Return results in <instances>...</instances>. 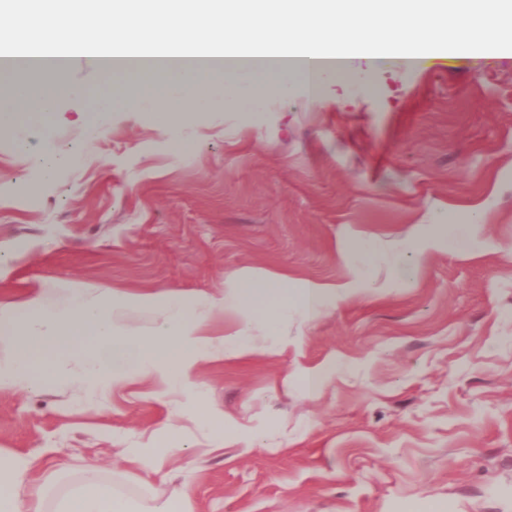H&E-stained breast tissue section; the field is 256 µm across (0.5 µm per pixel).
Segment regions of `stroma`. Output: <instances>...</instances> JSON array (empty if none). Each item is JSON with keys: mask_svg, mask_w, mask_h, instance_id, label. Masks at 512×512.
Here are the masks:
<instances>
[{"mask_svg": "<svg viewBox=\"0 0 512 512\" xmlns=\"http://www.w3.org/2000/svg\"><path fill=\"white\" fill-rule=\"evenodd\" d=\"M69 81L85 96L0 134V302L284 275L290 303L272 326L209 320L212 356L170 387L0 388L1 453L31 457L50 498L91 463L190 512H512V59L362 69L314 98L295 81L171 123L117 104L91 144L80 115L112 77ZM475 213L471 247L425 244ZM312 283L336 288L314 319ZM172 442L146 475L122 458Z\"/></svg>", "mask_w": 512, "mask_h": 512, "instance_id": "35a3bbf8", "label": "stroma"}]
</instances>
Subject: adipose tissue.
Wrapping results in <instances>:
<instances>
[{"label":"adipose tissue","mask_w":512,"mask_h":512,"mask_svg":"<svg viewBox=\"0 0 512 512\" xmlns=\"http://www.w3.org/2000/svg\"><path fill=\"white\" fill-rule=\"evenodd\" d=\"M65 10L69 44L67 65L32 68L23 82L19 67L0 66V83L9 93L0 100V130L18 108L45 113L60 94L83 95L82 87L64 83L77 71L112 74L108 89L95 97L83 117L88 140H95L98 120L114 103L152 106L179 113L218 105H236L248 89H287L294 80L317 93L322 80L369 66L388 68L416 57L428 63L476 64L499 58L512 40V0H56ZM158 17L175 21L169 41L157 48L163 65L129 62L131 25ZM276 25V40L253 54L243 39L246 28ZM383 36H376V29ZM111 31L112 53L122 65L103 67L96 48L99 32ZM222 33L224 57L232 66L211 63L198 48L203 33ZM333 44H325L326 33ZM282 280L245 278L228 295L170 293L118 295L107 292L96 302L76 298L49 308L41 295L0 306V388L44 381L67 384L70 357H79L82 390L97 395L107 385L153 372L165 383L186 377L212 354L204 333L208 317L232 311L249 315L255 302L276 309L283 301ZM150 306L160 319L150 336L118 330L117 307ZM31 459L0 456V512H187L178 493L145 507L121 494L96 465H87L68 492L47 504L41 487L31 484Z\"/></svg>","instance_id":"adipose-tissue-1"}]
</instances>
